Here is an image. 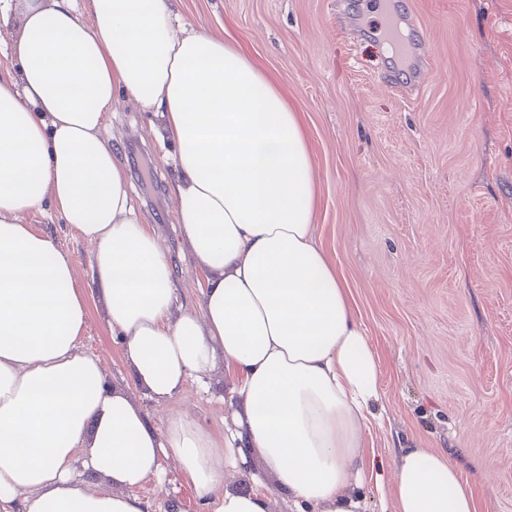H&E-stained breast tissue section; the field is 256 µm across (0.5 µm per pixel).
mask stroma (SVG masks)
Instances as JSON below:
<instances>
[{
	"label": "stroma",
	"instance_id": "35a3bbf8",
	"mask_svg": "<svg viewBox=\"0 0 512 512\" xmlns=\"http://www.w3.org/2000/svg\"><path fill=\"white\" fill-rule=\"evenodd\" d=\"M423 36L426 83L389 81L399 40L365 0H173L195 29L236 41L305 121L318 182L316 239L356 300L377 356L382 421L366 452L391 479L399 447L462 463L478 512H512V0H397ZM150 117L122 99L105 134L157 231L186 310L205 285L179 229L174 178ZM28 223L74 259L89 297L81 343L126 370L90 280L89 245L54 213ZM223 373L173 402L220 430ZM139 488L148 512H199L174 459Z\"/></svg>",
	"mask_w": 512,
	"mask_h": 512
}]
</instances>
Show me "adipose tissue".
Here are the masks:
<instances>
[{"label":"adipose tissue","mask_w":512,"mask_h":512,"mask_svg":"<svg viewBox=\"0 0 512 512\" xmlns=\"http://www.w3.org/2000/svg\"><path fill=\"white\" fill-rule=\"evenodd\" d=\"M0 512H147L137 490L175 458L202 512H270L240 480L271 479L308 512H367L364 429L378 364L315 237L307 132L238 47L181 25L171 0H0ZM154 117L183 239L206 274L182 311L173 269L104 129L119 96ZM52 210L92 248L91 281L129 385L80 344L89 301ZM223 370L232 422L168 406ZM396 512H476L458 465L404 448Z\"/></svg>","instance_id":"1"}]
</instances>
